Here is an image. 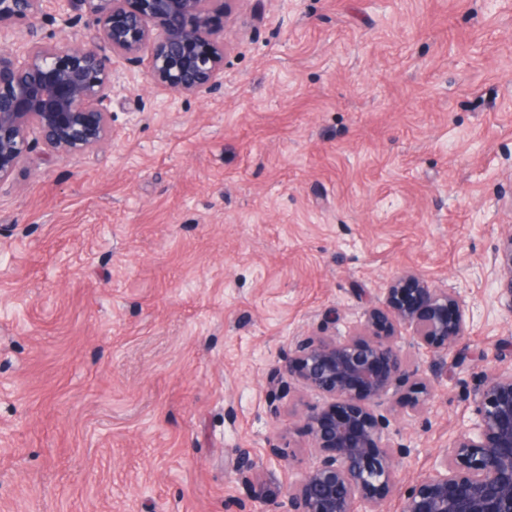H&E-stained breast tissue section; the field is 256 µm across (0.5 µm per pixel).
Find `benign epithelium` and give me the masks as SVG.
I'll use <instances>...</instances> for the list:
<instances>
[{"label":"benign epithelium","instance_id":"1","mask_svg":"<svg viewBox=\"0 0 512 512\" xmlns=\"http://www.w3.org/2000/svg\"><path fill=\"white\" fill-rule=\"evenodd\" d=\"M42 0H0V36L37 13ZM228 0H55L60 19L86 20L89 35L59 45L28 28L14 47L0 48V188L31 150L47 157L84 154L112 135L116 77L111 57L136 61L153 42L151 82L197 94L216 88L224 71V36L214 14ZM107 48L112 53L102 54ZM496 302L512 315V229L494 260ZM473 306L456 288L438 289L413 274L394 278L346 336L296 341L279 375L326 397L304 418L318 459L288 488L287 504L267 512H384L399 492L400 512H512V367L483 375L473 390L471 417L432 471L406 489L398 467L410 449L387 434L391 388L409 387L402 407L414 413L440 384L408 360L398 334L439 352L463 343ZM255 467L248 450L236 453L244 482Z\"/></svg>","mask_w":512,"mask_h":512}]
</instances>
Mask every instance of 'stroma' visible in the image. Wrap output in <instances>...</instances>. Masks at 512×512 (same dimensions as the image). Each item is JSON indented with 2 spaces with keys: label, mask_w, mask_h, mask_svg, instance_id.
Masks as SVG:
<instances>
[{
  "label": "stroma",
  "mask_w": 512,
  "mask_h": 512,
  "mask_svg": "<svg viewBox=\"0 0 512 512\" xmlns=\"http://www.w3.org/2000/svg\"><path fill=\"white\" fill-rule=\"evenodd\" d=\"M231 7L215 89H159L146 49L113 58L111 141L35 146L0 188V512L286 502L323 397L274 369L295 340L346 335L405 271L480 310L466 359L403 341L442 381L421 414L393 411L409 486L512 336L493 272L512 226V0ZM30 25L87 33L53 0L14 30Z\"/></svg>",
  "instance_id": "1"
}]
</instances>
